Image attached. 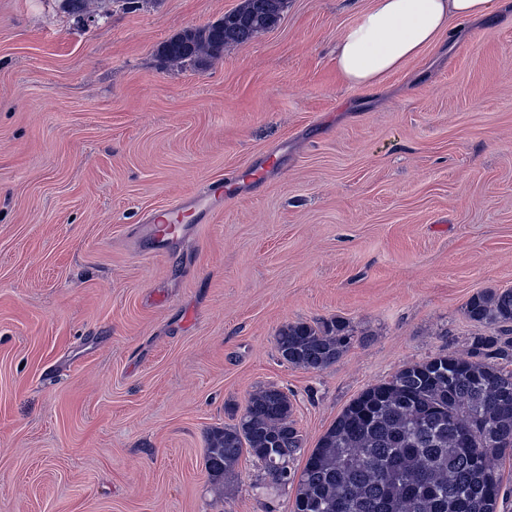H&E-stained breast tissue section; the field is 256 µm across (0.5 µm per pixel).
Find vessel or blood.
Instances as JSON below:
<instances>
[{
    "label": "vessel or blood",
    "instance_id": "obj_1",
    "mask_svg": "<svg viewBox=\"0 0 512 512\" xmlns=\"http://www.w3.org/2000/svg\"><path fill=\"white\" fill-rule=\"evenodd\" d=\"M239 182V176L230 175L216 193L200 194L171 203L161 212L149 215L140 228L141 234L158 245H165L175 235L187 233L191 223H199L209 217L218 207L217 197L237 195Z\"/></svg>",
    "mask_w": 512,
    "mask_h": 512
}]
</instances>
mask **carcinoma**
<instances>
[{
  "label": "carcinoma",
  "instance_id": "cac0c4a2",
  "mask_svg": "<svg viewBox=\"0 0 512 512\" xmlns=\"http://www.w3.org/2000/svg\"><path fill=\"white\" fill-rule=\"evenodd\" d=\"M286 0H243L222 26L190 30L167 42L176 63L220 57L270 29ZM466 317L497 336L476 340L467 356L438 355L403 366L353 398L322 435L300 473L290 461L303 448L293 405L270 386L251 394L236 423L207 438L206 470L215 485L235 473L243 452L271 483H296L292 512H497L498 464L512 454V288L474 293ZM340 319L282 325L280 358L320 370L349 348Z\"/></svg>",
  "mask_w": 512,
  "mask_h": 512
}]
</instances>
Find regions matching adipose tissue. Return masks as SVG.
I'll use <instances>...</instances> for the list:
<instances>
[{
	"instance_id": "obj_1",
	"label": "adipose tissue",
	"mask_w": 512,
	"mask_h": 512,
	"mask_svg": "<svg viewBox=\"0 0 512 512\" xmlns=\"http://www.w3.org/2000/svg\"><path fill=\"white\" fill-rule=\"evenodd\" d=\"M496 0H372L336 42V68L348 88H371L437 45L455 22L494 19Z\"/></svg>"
}]
</instances>
